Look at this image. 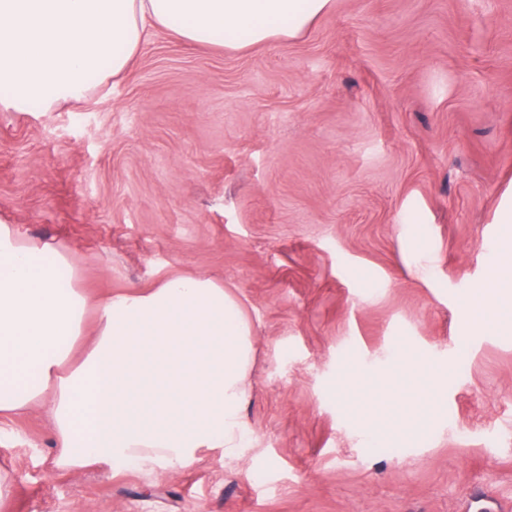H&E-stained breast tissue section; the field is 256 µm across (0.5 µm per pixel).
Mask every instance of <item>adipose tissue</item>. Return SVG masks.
Instances as JSON below:
<instances>
[{
    "instance_id": "1",
    "label": "adipose tissue",
    "mask_w": 512,
    "mask_h": 512,
    "mask_svg": "<svg viewBox=\"0 0 512 512\" xmlns=\"http://www.w3.org/2000/svg\"><path fill=\"white\" fill-rule=\"evenodd\" d=\"M332 0H0V107L85 101L89 72L120 74L148 32L189 43L246 30L293 39ZM470 306L479 328L512 324V248ZM240 301L211 278L174 275L146 291L91 292L67 245L0 224V415L38 410L59 469H151L244 447L254 359Z\"/></svg>"
}]
</instances>
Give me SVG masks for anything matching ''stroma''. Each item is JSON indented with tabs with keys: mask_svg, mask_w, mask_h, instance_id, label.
<instances>
[{
	"mask_svg": "<svg viewBox=\"0 0 512 512\" xmlns=\"http://www.w3.org/2000/svg\"><path fill=\"white\" fill-rule=\"evenodd\" d=\"M509 206L512 0H333L237 50L155 29L84 105L0 108V222L92 292L213 277L255 350L232 457L64 471L40 411L1 420L13 512H512V330L465 307Z\"/></svg>",
	"mask_w": 512,
	"mask_h": 512,
	"instance_id": "stroma-1",
	"label": "stroma"
}]
</instances>
